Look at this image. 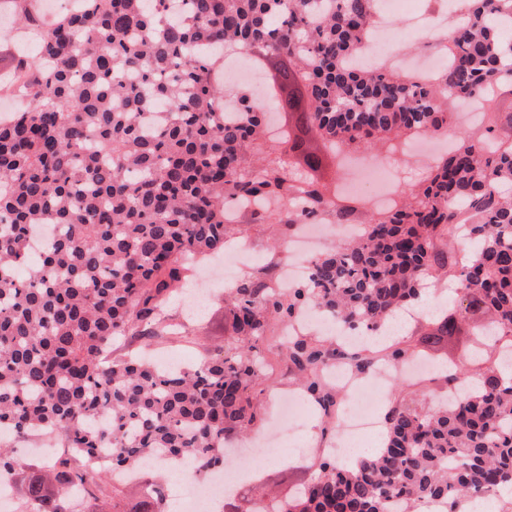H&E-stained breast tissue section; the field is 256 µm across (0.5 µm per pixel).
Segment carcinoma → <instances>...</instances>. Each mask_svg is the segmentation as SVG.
Returning a JSON list of instances; mask_svg holds the SVG:
<instances>
[{"mask_svg": "<svg viewBox=\"0 0 512 512\" xmlns=\"http://www.w3.org/2000/svg\"><path fill=\"white\" fill-rule=\"evenodd\" d=\"M181 2L168 16L165 0H74L49 24L35 20L36 54L10 74L27 106L0 121V430H51L73 449L47 468L24 466L0 440V474L26 512H167L158 473L142 472L133 495L109 473L151 457L192 456L199 476L223 468L224 450L260 421L258 346L303 306L382 328L420 298L423 280L449 273L457 309L423 341L463 334L467 302L489 316L474 335L512 338V0H453L457 19L427 44L443 61L430 74L363 62L382 0ZM227 51L287 58L282 81L301 87L305 106L286 108L275 83L267 101L244 89L226 98ZM460 99L483 112L482 138L455 122ZM285 109L295 122L281 129L278 161L254 166L268 117ZM432 134L448 136V152L383 210L365 212L321 179L352 147L392 152ZM236 204L288 229L359 215L369 233L313 259L288 290L272 287L266 267L244 273L224 290V346L182 369L160 366L155 340L196 343L167 305L193 263L239 232L225 221ZM37 224L56 233L33 261ZM127 337L142 349L103 361ZM345 357L310 335L285 346L327 418L338 399L321 371ZM444 382L469 393L453 405L402 400L377 454L351 469L321 460L274 512H401L433 497L460 512L473 493L511 488L512 375L494 362ZM101 453L105 467L87 473L82 458Z\"/></svg>", "mask_w": 512, "mask_h": 512, "instance_id": "1", "label": "carcinoma"}]
</instances>
